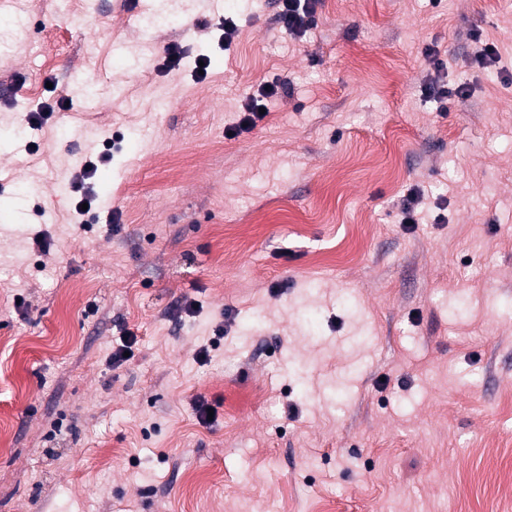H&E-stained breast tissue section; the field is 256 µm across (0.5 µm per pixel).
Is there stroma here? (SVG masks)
I'll return each instance as SVG.
<instances>
[{
    "label": "stroma",
    "mask_w": 512,
    "mask_h": 512,
    "mask_svg": "<svg viewBox=\"0 0 512 512\" xmlns=\"http://www.w3.org/2000/svg\"><path fill=\"white\" fill-rule=\"evenodd\" d=\"M135 2L0 0V512H512V0ZM278 18L289 35L303 36L317 25V0H277ZM472 41L478 45L474 53V60L479 65L490 68L499 62L497 48L493 44L483 43L479 31L474 30L470 33ZM424 91L427 95L432 96L436 100L450 101L453 99L463 100L467 96V90L463 87L448 88V83H444L442 79L432 80L426 83ZM280 88V84L276 82L260 84L257 95L252 94L243 100L244 103L241 105V110L238 113V121L227 128L226 133L229 136H235L241 131L253 129L257 124V120H261L266 115L267 100L276 97L279 94ZM260 107L265 108L264 114L259 113Z\"/></svg>",
    "instance_id": "35a3bbf8"
}]
</instances>
